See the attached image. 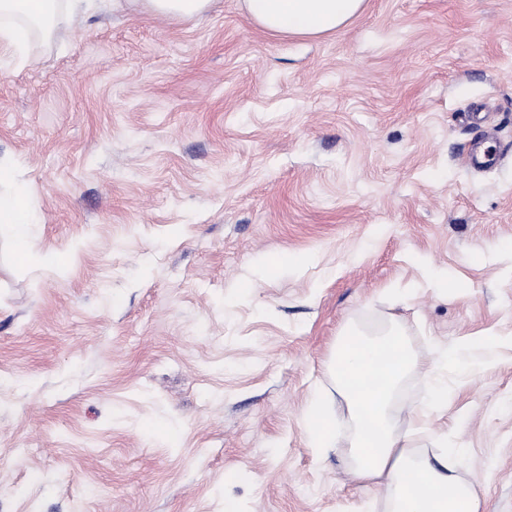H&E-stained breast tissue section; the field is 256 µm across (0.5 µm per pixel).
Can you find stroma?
<instances>
[{
  "mask_svg": "<svg viewBox=\"0 0 512 512\" xmlns=\"http://www.w3.org/2000/svg\"><path fill=\"white\" fill-rule=\"evenodd\" d=\"M57 27L0 46V195L35 217L28 250L0 232V512H387L304 415L324 392L350 435L336 338L393 325L427 360L492 346L419 422L412 375L398 426L512 512V0H366L320 37L242 0Z\"/></svg>",
  "mask_w": 512,
  "mask_h": 512,
  "instance_id": "obj_1",
  "label": "stroma"
}]
</instances>
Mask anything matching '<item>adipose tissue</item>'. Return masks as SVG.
I'll return each mask as SVG.
<instances>
[{"mask_svg": "<svg viewBox=\"0 0 512 512\" xmlns=\"http://www.w3.org/2000/svg\"><path fill=\"white\" fill-rule=\"evenodd\" d=\"M213 0H112L122 9L143 5L167 17H204ZM364 0H244L249 18L263 30L282 36H321L335 32L358 14ZM62 0H0V41L25 55L34 36L52 39ZM482 355L451 347L430 363L413 352L395 327L368 336L347 333L332 356L339 394L352 424L349 439L351 473L362 486L384 490L389 512H479L474 487L461 480L457 468L464 451L441 448L434 455L415 454L398 433L394 400L405 379L425 371L437 376L454 366L471 369Z\"/></svg>", "mask_w": 512, "mask_h": 512, "instance_id": "1", "label": "adipose tissue"}]
</instances>
